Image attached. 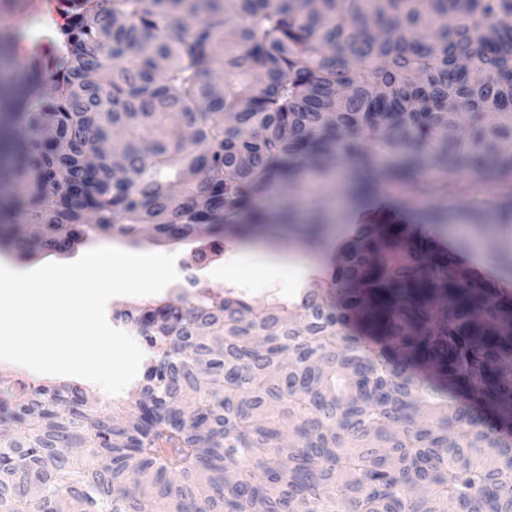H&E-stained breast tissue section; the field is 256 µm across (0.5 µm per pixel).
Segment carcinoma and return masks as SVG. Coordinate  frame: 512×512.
I'll list each match as a JSON object with an SVG mask.
<instances>
[{"mask_svg":"<svg viewBox=\"0 0 512 512\" xmlns=\"http://www.w3.org/2000/svg\"><path fill=\"white\" fill-rule=\"evenodd\" d=\"M61 2L0 88V240L22 257L86 224L218 240L343 159L354 192L512 225V0ZM431 225L379 211L326 295L124 313L155 354L110 412L0 385V512H512V294Z\"/></svg>","mask_w":512,"mask_h":512,"instance_id":"cac0c4a2","label":"carcinoma"}]
</instances>
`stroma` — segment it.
<instances>
[{
	"mask_svg": "<svg viewBox=\"0 0 512 512\" xmlns=\"http://www.w3.org/2000/svg\"><path fill=\"white\" fill-rule=\"evenodd\" d=\"M35 2L36 9L27 12L21 0H0V36L18 28L27 42L42 43L43 31L56 28L61 17L57 0ZM370 205V199L351 198L342 189L311 180L298 193L295 223L260 228L243 235L226 233L220 242V254H210V240L206 237L174 244L156 243L143 235L134 241L122 240L121 245L136 253L174 256L177 278L161 291V298L180 293L196 297L230 292L252 305L261 306L274 300L291 301L297 297L298 292L291 288L287 275H280L270 286L248 268L233 273L226 280L214 277L213 269L223 267L239 250L255 248L279 257L308 261L311 272L304 282L305 287L322 286L337 244L346 238L350 225L356 224L360 213ZM435 232L451 247L468 250L471 259L484 266L501 283L512 284V267L490 257L476 225L451 217L437 224ZM0 375L7 377L16 390L25 385L53 387L65 384L80 387L89 397L108 406L126 400L125 394H108L97 384L78 377L50 374L35 377L12 366H1Z\"/></svg>",
	"mask_w": 512,
	"mask_h": 512,
	"instance_id": "obj_1",
	"label": "stroma"
}]
</instances>
